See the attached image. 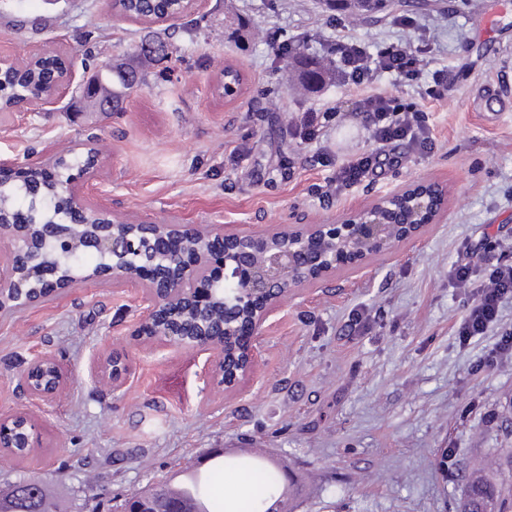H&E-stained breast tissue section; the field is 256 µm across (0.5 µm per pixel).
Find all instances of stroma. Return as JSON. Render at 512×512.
<instances>
[{
	"mask_svg": "<svg viewBox=\"0 0 512 512\" xmlns=\"http://www.w3.org/2000/svg\"><path fill=\"white\" fill-rule=\"evenodd\" d=\"M371 20H333L322 0H203L177 21L119 20L109 0H0V55L24 59L47 44L88 74L122 65L143 82L121 111L82 97L0 120V160L38 162L94 139L98 172L82 195L118 221L208 225L219 234L267 233L328 224L419 181L448 192V211L417 239L288 292L257 337L254 373L233 392L206 385L209 353L169 346L146 351L132 336L140 285L88 281L0 317V415L41 422V445L0 454V491L18 478L50 485L59 512H116L127 494L188 469L251 458L281 479L299 478L279 512H455L471 471L512 450V358L488 352L512 332V298L489 333L460 344L470 303L448 271L461 249L484 238L512 242V5L503 0H420ZM377 50L402 43L453 79L433 101L419 85L383 75L379 86L428 112L435 145L419 155L387 151L348 113L313 141L288 132L294 113L348 102L339 82L308 90L277 55L288 41L322 58L337 23ZM242 77L235 96L225 67ZM238 165L225 157L238 145ZM343 159L384 156L373 180L347 195L322 193ZM294 158L291 177L281 174ZM360 311L366 326L352 325ZM125 357L118 391L91 374L95 358ZM66 372L46 404L19 379L38 356Z\"/></svg>",
	"mask_w": 512,
	"mask_h": 512,
	"instance_id": "35a3bbf8",
	"label": "stroma"
}]
</instances>
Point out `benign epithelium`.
<instances>
[{
    "instance_id": "7a95c632",
    "label": "benign epithelium",
    "mask_w": 512,
    "mask_h": 512,
    "mask_svg": "<svg viewBox=\"0 0 512 512\" xmlns=\"http://www.w3.org/2000/svg\"><path fill=\"white\" fill-rule=\"evenodd\" d=\"M198 0H174L167 19L177 20L195 9ZM59 74L53 75L47 93L38 98L15 99L0 105V112H24L35 105L53 104L69 93L81 92L92 96L98 86L92 82L76 81V60L62 58ZM87 163H72L67 180L60 184L67 201V223L83 232L68 230L53 221L38 223L26 212L20 219L16 213L0 203V237H7L13 244L12 252L20 257L16 265L0 267V309L29 306L41 300V294L52 295L71 288L80 282L113 281L139 283L144 287L146 310L133 325L131 335L152 351L175 344L184 348L211 351L213 360L208 366L207 384L226 392L234 391L255 367L257 347L255 337L264 323L273 315L284 293L302 287L312 277L322 279L336 270V265L346 262L356 268L364 266L373 255L395 251L401 244L418 237L423 225L415 223L420 217L433 221L446 211V191L436 182L420 181L412 186L415 194L407 197V219L389 224L380 223L381 213L390 209L394 196L382 198L370 208L349 214L332 224H313L304 229L282 232L285 245L266 253L261 262L264 274L249 278L242 289L240 306L246 312L229 310L235 325L229 332L230 344L224 345V336L210 335L200 338L175 320L169 312H177L187 305H203L212 292L195 291L185 287L194 266L205 268L211 279L222 280L228 266L239 261L263 244L266 235L249 233L227 234L219 237L232 249L223 254L196 253L193 263L179 266L169 277L146 272L138 274L129 270L128 256L136 250L135 241L129 234L116 232L110 214L90 209L85 203L81 186L94 175L100 166L101 152L92 142L77 145ZM210 238L207 229L187 224H143L140 233L154 241L158 253L164 247L184 244L189 230ZM79 251L100 253L101 265L88 273L62 269L48 261L51 254L67 255ZM303 269L305 273L294 275V281L283 284V269ZM130 367L126 359L114 356L109 360L92 364L94 376L106 382L113 390H119L128 376ZM22 386L27 393L43 401H54L64 386L63 373L56 360L50 356L33 359L21 375ZM40 447V425L28 415L0 416V447ZM125 512H181L178 503L166 507L155 505L153 499L136 492L129 497Z\"/></svg>"
}]
</instances>
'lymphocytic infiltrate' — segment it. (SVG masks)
Instances as JSON below:
<instances>
[{"mask_svg": "<svg viewBox=\"0 0 512 512\" xmlns=\"http://www.w3.org/2000/svg\"><path fill=\"white\" fill-rule=\"evenodd\" d=\"M335 63L333 75L352 92L354 115L360 116L370 136L379 144L405 142L418 152L431 150L433 135L429 118L414 103L378 89L377 77L387 73L408 83L424 82L425 95L441 101L448 96V73L428 71V62L420 52L401 44H389L369 51L363 43L348 34H341L328 49ZM338 102L329 101L319 108L297 113L288 123L291 135L314 140L320 131L341 112ZM379 161L377 155L359 154L336 163L327 182V195L343 196L373 178ZM458 288L473 291L472 300L457 328L460 342L485 335L500 320L503 301L512 296V245L503 246L486 239L481 250L463 255L448 273Z\"/></svg>", "mask_w": 512, "mask_h": 512, "instance_id": "1", "label": "lymphocytic infiltrate"}]
</instances>
